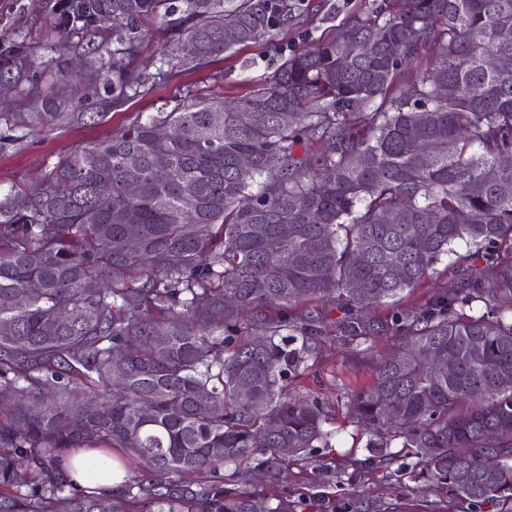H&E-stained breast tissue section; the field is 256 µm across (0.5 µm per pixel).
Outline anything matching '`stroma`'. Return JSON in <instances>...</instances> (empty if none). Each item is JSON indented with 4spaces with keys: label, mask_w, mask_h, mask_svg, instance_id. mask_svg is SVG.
Returning <instances> with one entry per match:
<instances>
[{
    "label": "stroma",
    "mask_w": 512,
    "mask_h": 512,
    "mask_svg": "<svg viewBox=\"0 0 512 512\" xmlns=\"http://www.w3.org/2000/svg\"><path fill=\"white\" fill-rule=\"evenodd\" d=\"M54 4L55 0H0V54L11 50L31 55L26 71L14 73L8 85L10 111H41V104L31 101L38 87L54 98L55 109L62 114L56 124L38 129L0 121L1 187L39 178L75 146L118 132L141 115L174 103L186 90L204 97L241 96L279 65L278 49L253 44L232 56L214 57L200 68L191 64L175 68L166 79L156 81L148 94L131 96L116 106L111 98L89 97L84 83L69 74L50 23ZM356 4L357 0H310L306 22L300 30L289 31L286 42L298 46L303 39L318 38ZM299 310L305 319L320 325L323 336L305 380L295 389L301 396L323 402L328 413L324 428L332 433L331 445L289 463L276 483L269 481L264 468H252L247 491L283 501L290 512H456L439 493L421 490L410 480L414 460L402 456L399 446L391 448L398 459L390 469H358L357 460L368 455L367 438L351 422L343 394L370 385V368L354 358L339 338L338 310L320 301L304 303Z\"/></svg>",
    "instance_id": "obj_1"
}]
</instances>
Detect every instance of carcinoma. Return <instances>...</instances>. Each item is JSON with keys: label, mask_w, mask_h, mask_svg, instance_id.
<instances>
[{"label": "carcinoma", "mask_w": 512, "mask_h": 512, "mask_svg": "<svg viewBox=\"0 0 512 512\" xmlns=\"http://www.w3.org/2000/svg\"><path fill=\"white\" fill-rule=\"evenodd\" d=\"M308 11L305 0H58L52 27L85 47L89 89L118 105L148 91L126 58L149 22L173 68L273 42ZM504 28L512 0H361L341 34L283 55L247 95L188 90L75 147L40 181L0 188V512H288L241 489V466L261 455L274 479L279 463L329 447L321 401L288 389L323 336L293 310L324 298L363 358L369 313L389 309L394 353L346 396L349 417L379 438L360 464L388 467L398 440L410 478L461 512H512ZM95 35L112 38V58ZM31 119L61 113L46 104ZM457 240L476 251L456 286L398 309ZM62 310L69 321L46 333ZM71 448L136 473L119 491L81 488L66 474Z\"/></svg>", "instance_id": "cac0c4a2"}]
</instances>
